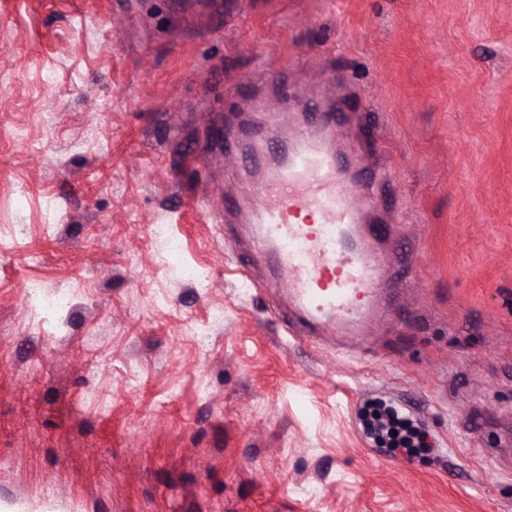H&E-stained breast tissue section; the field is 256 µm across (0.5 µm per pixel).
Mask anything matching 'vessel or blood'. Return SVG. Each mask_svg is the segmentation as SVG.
Instances as JSON below:
<instances>
[{"mask_svg":"<svg viewBox=\"0 0 512 512\" xmlns=\"http://www.w3.org/2000/svg\"><path fill=\"white\" fill-rule=\"evenodd\" d=\"M358 108L350 97H337L320 122L284 137L283 153L272 162L243 132H224L225 157L261 164L262 179L250 188L257 205L247 221L278 268L303 334L334 327L359 336L369 309L380 302L383 261L363 251L362 239L389 233L372 221L383 188L372 186L364 206H356L347 184L356 179L361 160L339 157L330 145Z\"/></svg>","mask_w":512,"mask_h":512,"instance_id":"obj_1","label":"vessel or blood"}]
</instances>
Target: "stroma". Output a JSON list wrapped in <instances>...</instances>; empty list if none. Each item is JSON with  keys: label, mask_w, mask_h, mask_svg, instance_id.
Listing matches in <instances>:
<instances>
[{"label": "stroma", "mask_w": 512, "mask_h": 512, "mask_svg": "<svg viewBox=\"0 0 512 512\" xmlns=\"http://www.w3.org/2000/svg\"><path fill=\"white\" fill-rule=\"evenodd\" d=\"M339 76L407 261L345 351L288 333L211 141ZM380 403L433 452L376 459ZM510 426L512 0H0V512H512Z\"/></svg>", "instance_id": "obj_1"}]
</instances>
